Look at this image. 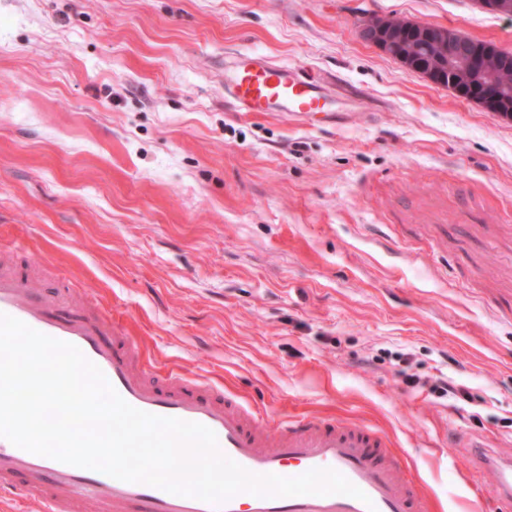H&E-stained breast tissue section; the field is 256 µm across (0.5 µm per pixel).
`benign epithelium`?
<instances>
[{
  "mask_svg": "<svg viewBox=\"0 0 512 512\" xmlns=\"http://www.w3.org/2000/svg\"><path fill=\"white\" fill-rule=\"evenodd\" d=\"M364 39L407 68L442 87L444 70L453 72V93L480 104L485 111L508 117L502 91L512 84L498 66L494 49L466 53L460 39L445 28L404 19L369 18L362 24Z\"/></svg>",
  "mask_w": 512,
  "mask_h": 512,
  "instance_id": "benign-epithelium-1",
  "label": "benign epithelium"
}]
</instances>
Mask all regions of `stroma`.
<instances>
[{"label":"stroma","instance_id":"stroma-1","mask_svg":"<svg viewBox=\"0 0 512 512\" xmlns=\"http://www.w3.org/2000/svg\"><path fill=\"white\" fill-rule=\"evenodd\" d=\"M374 16L512 51L475 0H0V251L122 322L157 380L369 426L434 512H494L481 450L446 448L512 458V118L365 42ZM241 50L348 116L234 111ZM430 389L433 392L440 394L441 397L448 396L454 401L469 402L473 400V396L466 386L448 382L447 378L436 379L430 386Z\"/></svg>","mask_w":512,"mask_h":512}]
</instances>
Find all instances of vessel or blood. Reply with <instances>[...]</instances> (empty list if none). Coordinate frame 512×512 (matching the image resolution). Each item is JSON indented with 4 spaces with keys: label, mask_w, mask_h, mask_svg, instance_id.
<instances>
[{
    "label": "vessel or blood",
    "mask_w": 512,
    "mask_h": 512,
    "mask_svg": "<svg viewBox=\"0 0 512 512\" xmlns=\"http://www.w3.org/2000/svg\"><path fill=\"white\" fill-rule=\"evenodd\" d=\"M224 89L245 112L304 115L320 111L328 86L300 68L242 52L225 67ZM0 314L76 346L132 407L210 428L220 452L251 473L294 477L328 468L365 494L359 500L341 494L261 497L242 492L222 503H208L37 455L0 437V487L29 490L41 512H70L75 495L112 506L114 512H431L418 485L403 476L401 461L389 451L384 434L304 415L273 426L223 390L178 373L170 374L165 385H154L134 371L138 350L120 324L40 296L23 271L3 260ZM496 512H512V471L504 468L496 486Z\"/></svg>",
    "instance_id": "1"
}]
</instances>
